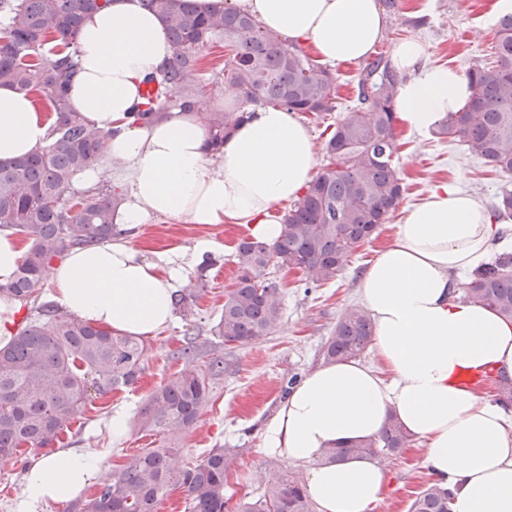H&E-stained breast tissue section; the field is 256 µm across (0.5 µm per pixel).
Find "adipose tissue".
<instances>
[{
  "instance_id": "adipose-tissue-1",
  "label": "adipose tissue",
  "mask_w": 512,
  "mask_h": 512,
  "mask_svg": "<svg viewBox=\"0 0 512 512\" xmlns=\"http://www.w3.org/2000/svg\"><path fill=\"white\" fill-rule=\"evenodd\" d=\"M235 2L282 37L311 43L330 63L365 58L385 26L377 0ZM77 43L68 105L109 132L102 162L113 165L123 200L114 218L118 236L71 249L50 264L49 281L56 300L79 319L153 336L175 319L172 298L188 263L177 250L146 256L132 245L133 231L166 216L240 224L274 241L282 226L271 211L315 177V141L295 113L277 107L256 109L215 159L193 113L174 109L151 127L130 125L144 79L170 58L162 21L139 0H111L88 15ZM426 57L417 39L400 42L392 57L406 76L396 111L418 135L470 95L456 69ZM49 128L26 92L0 86V161L45 146ZM497 241L512 249V225L495 223L480 200L443 184L407 210L365 270L359 288L374 323L377 367L352 359L307 374L267 428L268 448L305 469L320 512H374L383 467L365 456L328 461L324 454L376 436L391 418L426 444L429 471L453 490V512H512V415L495 394L458 382L463 373L512 378V322L457 297L458 275L486 264ZM99 464L81 448L38 458L25 474L18 512L77 498L96 481Z\"/></svg>"
}]
</instances>
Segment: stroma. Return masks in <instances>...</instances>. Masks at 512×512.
<instances>
[{"mask_svg":"<svg viewBox=\"0 0 512 512\" xmlns=\"http://www.w3.org/2000/svg\"><path fill=\"white\" fill-rule=\"evenodd\" d=\"M401 9L390 15L378 46L394 51L408 38L423 41L428 60L446 64L466 73L480 64L492 66L490 43L496 0H399ZM423 16L427 23L413 27L411 18ZM361 61L332 64L336 75L337 108L324 118L302 115L316 145L328 138L327 126L336 124L345 107L355 98L356 77ZM399 167L405 187L404 206L421 202L438 184L452 183L475 195L487 205H494L507 175L489 171L474 156L466 154L458 142L434 134H399ZM401 213L379 227L374 239L360 246L348 259L342 273L330 284L305 289L299 273L279 271L284 285L283 318L280 325L264 339L242 347L225 346L216 335L215 326L224 307V295L231 288L236 267L233 252L247 229L234 225L202 226L185 220L152 217L140 225L133 245L146 255L171 249L192 254L199 239L214 241L211 258L216 264L208 272L206 293L198 302L199 319L188 323L175 319L173 325L147 338L145 372L134 387L105 395L91 394L84 412L61 437L64 448H86L100 456V472L108 474L124 455L141 448H156L163 438L140 431L138 414L147 396L159 385L184 369V361L175 359L185 337H197L207 357L224 359V372L211 383L212 402L198 424L184 431L179 439L182 458L195 463L210 449L221 446L239 449L235 471L228 491L235 498L258 497L263 481L291 473L286 459L268 452L265 446L267 426L291 375L305 376L322 366L321 347L330 336L340 314L359 304L358 282L377 251L393 238ZM126 414L129 426L124 436L113 437L109 420L115 412ZM427 449L412 441L404 454L383 459L387 483L376 512H408L412 501L428 476L425 465ZM40 455L31 450L17 464L0 463V512H16L24 492V475Z\"/></svg>","mask_w":512,"mask_h":512,"instance_id":"1","label":"stroma"}]
</instances>
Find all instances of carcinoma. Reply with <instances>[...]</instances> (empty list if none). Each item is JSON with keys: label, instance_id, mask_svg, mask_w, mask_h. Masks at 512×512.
I'll use <instances>...</instances> for the list:
<instances>
[{"label": "carcinoma", "instance_id": "carcinoma-1", "mask_svg": "<svg viewBox=\"0 0 512 512\" xmlns=\"http://www.w3.org/2000/svg\"><path fill=\"white\" fill-rule=\"evenodd\" d=\"M110 0H0V85L40 95L54 116L52 141L40 152L0 162V231L30 240L13 279L0 284L22 304L41 296L53 260L76 246L112 238L121 194L112 184L82 193L70 203L66 192L81 171L99 164L108 134L69 110V86L78 68L76 42L83 19ZM158 14L170 43L171 60L146 78L143 101L128 118L150 127L168 110L192 112L206 130L207 150L217 155L250 110L283 107L321 116L335 110L336 76L300 46L289 43L235 8L201 12L194 0H141ZM496 66L474 65L466 73L471 95L442 120L435 134L457 141L488 167L512 174V13L494 33ZM229 42L220 83L225 104L212 105L214 87L200 76L199 53L209 43ZM402 77L379 53L367 60L356 82V99L324 146L325 166L293 201L273 243L251 236L235 249L237 277L224 295L217 324L226 345L255 343L282 319L283 285L269 269H297L306 288L321 287L343 270L347 258L372 239L404 199L396 166L399 152L396 97ZM496 216L512 217V189L503 185ZM203 267L196 280L173 296L180 316L194 322L197 300L206 292ZM463 299L512 320V256L477 271ZM0 348V461H14L25 447L51 448L82 414L89 392L99 395L130 387L145 370L147 347L135 336L92 325L50 302ZM374 324L358 306L337 319L322 347L324 362L360 357L371 345ZM222 372L214 358L185 369L160 385L140 410L139 428L167 436L162 448L128 455L84 501L68 512H158L171 492L184 494L187 512H228L225 488L238 449L213 448L196 463L181 460L174 435L199 422L211 400L212 377ZM497 399L512 409V379L502 377ZM410 435L395 419L373 438L331 449L328 460L355 452L370 457L403 453ZM453 492L429 477L410 512H452ZM234 512H311L304 482L274 481L257 499L239 501Z\"/></svg>", "mask_w": 512, "mask_h": 512}]
</instances>
